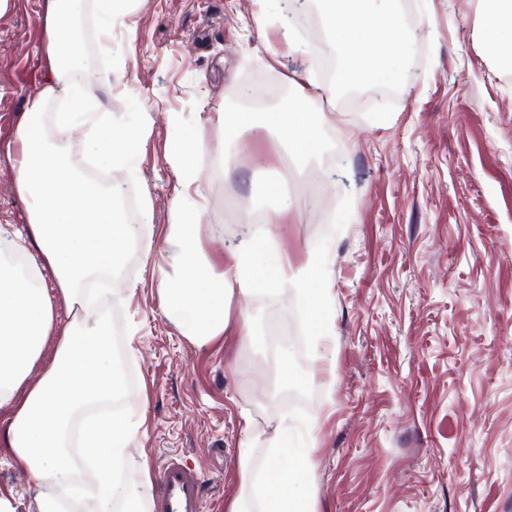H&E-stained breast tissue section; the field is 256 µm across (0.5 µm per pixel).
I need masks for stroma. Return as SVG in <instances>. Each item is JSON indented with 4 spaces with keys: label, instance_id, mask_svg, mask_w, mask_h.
Here are the masks:
<instances>
[{
    "label": "stroma",
    "instance_id": "1",
    "mask_svg": "<svg viewBox=\"0 0 512 512\" xmlns=\"http://www.w3.org/2000/svg\"><path fill=\"white\" fill-rule=\"evenodd\" d=\"M399 6L425 36L397 83L337 96L335 120L351 137L323 128L312 184L265 129L233 135L214 115L233 110L245 84L260 92L249 111L286 108L285 75L332 54L327 39H302L272 65L250 27L255 0H135L103 56L92 0H79L88 80L111 72L116 123H134L135 103L153 120L136 179L100 174L132 199L126 222L162 238L176 185L165 115L192 125L202 112L209 250L224 255L264 211L277 215L268 233L293 265L313 250L331 271L333 335L314 336L308 295L279 285L245 299L256 336L244 348L188 343L159 307L140 247L108 280L136 444L150 470L175 458L199 474L205 512H224L237 489L247 414L257 428L282 420L299 442L316 441L317 512H512V72L482 53L475 0ZM40 11L41 0H9L0 13V225L26 222L6 145L41 85ZM279 178L274 198L266 183ZM36 495L24 471L0 468L12 512H36Z\"/></svg>",
    "mask_w": 512,
    "mask_h": 512
}]
</instances>
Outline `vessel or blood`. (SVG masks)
<instances>
[{"label":"vessel or blood","instance_id":"b4317fda","mask_svg":"<svg viewBox=\"0 0 512 512\" xmlns=\"http://www.w3.org/2000/svg\"><path fill=\"white\" fill-rule=\"evenodd\" d=\"M156 512H204L201 478L176 460H168L157 470Z\"/></svg>","mask_w":512,"mask_h":512}]
</instances>
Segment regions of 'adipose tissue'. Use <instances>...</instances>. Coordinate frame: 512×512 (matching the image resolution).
Instances as JSON below:
<instances>
[{"instance_id":"1","label":"adipose tissue","mask_w":512,"mask_h":512,"mask_svg":"<svg viewBox=\"0 0 512 512\" xmlns=\"http://www.w3.org/2000/svg\"><path fill=\"white\" fill-rule=\"evenodd\" d=\"M76 0H44L40 16L47 61L45 84L22 112L15 131L18 152L14 185L27 211V224L0 229V446L6 466L26 471L38 488V512H68L89 500L94 512H112L123 500L125 512H145V498L113 476L114 463L130 466L149 485L146 456L132 458L138 428L120 414L90 418L95 404L124 393L112 358V338L99 298L87 288L94 273L112 272L135 242L114 189L79 172L48 144L46 108L61 105L59 132L86 129L88 152L108 167L132 170L140 142L151 124L139 113L135 124L114 123L98 86L112 83L104 72L98 83L84 77L86 61L71 19ZM477 34L486 56L512 71V0H478ZM321 25L339 65L332 85L318 84L311 66L289 73L291 106L252 115L221 112L227 128L259 119L285 146L296 170L323 148L321 129L330 124L324 103L336 90L397 80L405 52L416 36L396 0H317ZM171 130L168 161L176 175L169 222L162 240L147 238L144 261L152 262L159 305L168 321L193 346L231 339L246 346L255 334L244 299L270 287L294 283L310 298L308 320L314 335L329 336L327 274L316 254L293 268L286 253L270 250L264 229H246L224 258L206 248L197 157L205 148L201 129L188 127L182 113L166 115ZM167 253L169 263L155 261ZM53 283H46V275ZM78 432L93 483L75 479L67 445ZM267 442L263 465L254 453ZM312 445H296L287 429L264 437L245 420L237 453L236 492L225 512H316Z\"/></svg>"}]
</instances>
